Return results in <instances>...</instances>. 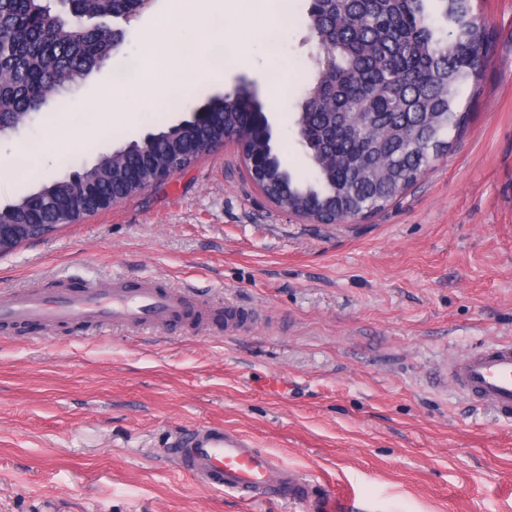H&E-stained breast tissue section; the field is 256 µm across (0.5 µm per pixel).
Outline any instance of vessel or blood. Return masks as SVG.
Segmentation results:
<instances>
[{
    "label": "vessel or blood",
    "instance_id": "1",
    "mask_svg": "<svg viewBox=\"0 0 512 512\" xmlns=\"http://www.w3.org/2000/svg\"><path fill=\"white\" fill-rule=\"evenodd\" d=\"M204 320L235 336L251 328L254 315L231 304H203L188 291L152 278L131 283L114 277L53 292L21 288L0 301L1 324L45 329L74 323L169 329ZM448 378L470 402L512 416L511 340L451 359ZM167 455L208 490L234 493L245 501L291 498L308 503L313 512H348L328 490L301 478L253 437L230 428L189 429L170 442Z\"/></svg>",
    "mask_w": 512,
    "mask_h": 512
}]
</instances>
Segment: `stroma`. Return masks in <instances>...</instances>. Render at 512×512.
<instances>
[{
    "mask_svg": "<svg viewBox=\"0 0 512 512\" xmlns=\"http://www.w3.org/2000/svg\"><path fill=\"white\" fill-rule=\"evenodd\" d=\"M276 49L248 40L191 90L135 121L61 145L63 118L112 84L94 70L63 103L0 139V205L179 122L207 96L254 82L289 168L306 174L294 117L313 84L310 0H293ZM492 32L465 130L383 211L311 224L272 204L225 141L166 183L0 256V295L22 287L150 276L254 310L233 339L205 326L0 328V512H310L296 500L244 503L206 491L167 458L197 425L254 437L363 512H512V419L465 400L448 360L512 340V0H473ZM172 0L129 20L122 55L160 74ZM156 31L147 40V31ZM175 66H209L204 28L184 27ZM278 98H271L273 86Z\"/></svg>",
    "mask_w": 512,
    "mask_h": 512,
    "instance_id": "35a3bbf8",
    "label": "stroma"
}]
</instances>
